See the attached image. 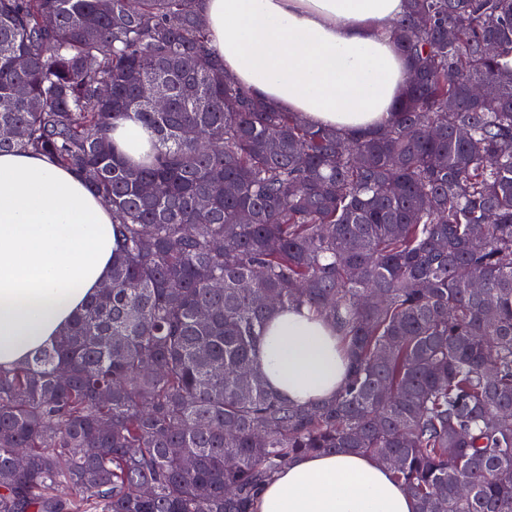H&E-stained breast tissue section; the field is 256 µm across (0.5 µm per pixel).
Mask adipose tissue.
Here are the masks:
<instances>
[{
	"label": "adipose tissue",
	"instance_id": "adipose-tissue-1",
	"mask_svg": "<svg viewBox=\"0 0 512 512\" xmlns=\"http://www.w3.org/2000/svg\"><path fill=\"white\" fill-rule=\"evenodd\" d=\"M210 47L246 90L306 122L373 128L404 96L409 62L392 38L406 0H205ZM129 162L150 159L132 119L112 131ZM112 209L73 172L28 152L0 154V367L50 344L111 279ZM335 325L279 311L256 350L268 387L296 404L349 378ZM257 512H414L404 486L360 453L304 455L263 485Z\"/></svg>",
	"mask_w": 512,
	"mask_h": 512
}]
</instances>
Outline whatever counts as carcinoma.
<instances>
[{
  "label": "carcinoma",
  "instance_id": "1",
  "mask_svg": "<svg viewBox=\"0 0 512 512\" xmlns=\"http://www.w3.org/2000/svg\"><path fill=\"white\" fill-rule=\"evenodd\" d=\"M407 2L405 95L345 134L226 74L203 0H0V151L80 176L119 247L110 287L0 368V512H251L294 457L349 452L415 512H512V0ZM130 116L148 163L112 145ZM293 305L351 360L310 406L253 356Z\"/></svg>",
  "mask_w": 512,
  "mask_h": 512
}]
</instances>
